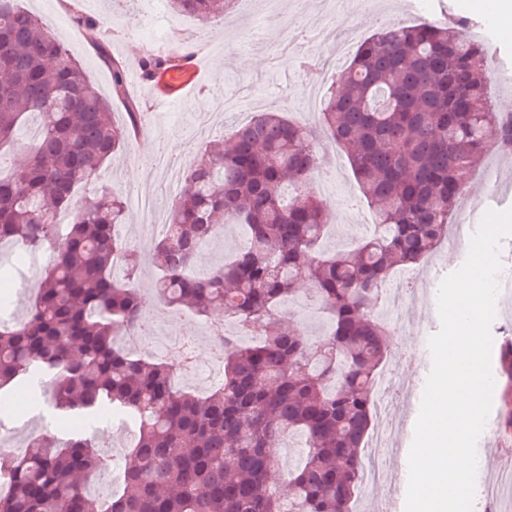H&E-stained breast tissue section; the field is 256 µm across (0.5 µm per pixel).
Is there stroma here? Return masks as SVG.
Returning <instances> with one entry per match:
<instances>
[{
    "label": "stroma",
    "mask_w": 512,
    "mask_h": 512,
    "mask_svg": "<svg viewBox=\"0 0 512 512\" xmlns=\"http://www.w3.org/2000/svg\"><path fill=\"white\" fill-rule=\"evenodd\" d=\"M278 9H268V0H235L231 9L217 21L216 35L227 44V51L207 56L204 89L191 91L178 108L167 111L154 105L150 94H142L139 102L150 112V123L141 136L132 138L119 157L106 164L100 174L101 185L125 192L137 186L143 196L171 206L166 196L160 168L151 166L138 172L136 163L143 157H155L157 146L170 142L173 153L164 155V164L186 169L208 143L228 133L233 127L247 123L253 112L246 101L259 97L267 110L302 117L317 92H324L337 78L335 67H323L321 60L329 53L323 42L304 30L309 14L321 13L325 26L336 30L348 45L363 42L389 20L404 19L407 7H414V20L447 19L464 21V31L475 39L487 40L488 32L501 28L496 9L497 0H366L361 9L344 6L342 0H278ZM23 8L37 14L52 27L60 40L95 83L104 96L112 94V72L96 51L75 28L73 10H80L95 19L111 18L113 37L108 48L113 58L129 61L132 54L151 49L149 23L144 15L143 0H20ZM494 67L488 90L496 111L512 112V41L491 43ZM327 155L339 159V166H328L318 174L328 184L321 193L323 206L331 216L332 230L324 248L330 252L352 248L354 240L363 238L366 227L357 220L368 207L361 197L348 161L342 160L339 148L331 146ZM494 200L496 210L512 208V158L502 159L489 154L467 178V195L459 213L473 218L480 213L486 200ZM467 250L449 252L447 246L438 251L421 267L422 279L415 286L404 285L399 277L391 284L401 289L409 305L404 315L406 334L391 336L386 368L395 369L402 378L412 375L409 360L419 344L428 342L440 328L436 295L441 280L459 269L467 258ZM208 321L188 319L177 311L164 312L157 320L155 337L191 336L199 358L211 354ZM424 393L415 386L412 393L395 397L392 407L398 413L401 433L398 452L387 458V471L408 469V454L414 426ZM0 428L13 434L18 450H25L29 436L52 433L67 437L75 431L92 436L100 449L111 450L116 469H123L129 449L135 441L134 424L111 411H102L96 419L83 416H62L46 401H25L11 404L0 399Z\"/></svg>",
    "instance_id": "obj_1"
}]
</instances>
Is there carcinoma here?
Returning <instances> with one entry per match:
<instances>
[{"mask_svg":"<svg viewBox=\"0 0 512 512\" xmlns=\"http://www.w3.org/2000/svg\"><path fill=\"white\" fill-rule=\"evenodd\" d=\"M167 2L203 25L233 4ZM72 20L111 67L112 96L124 98L126 70L99 23L79 12ZM174 62L147 53L139 66L149 76ZM490 62L488 46L457 24L390 23L358 47L317 124L258 112L189 166L170 233L143 251L155 292L168 309L217 312L255 336L224 338L215 351L224 381L199 395L177 387L185 356L153 361L115 343L129 330L150 335L157 315L140 300L143 252L122 234L125 202L97 186L127 130L54 33L18 0H0V160L13 156L0 174V245L52 255L25 318L0 324V390L51 371L57 410L109 408L138 428L123 490L104 500L87 488L109 461L83 433L37 435L22 455H0V512H354L390 336L375 315L383 286L435 252L466 172L508 140L487 95ZM322 135L346 153L381 228L343 252L323 248L329 214L313 184ZM61 215L71 218L63 228ZM229 224L248 246L191 273ZM302 281L328 321L314 341L278 318ZM499 375L509 403L512 342ZM292 433L306 451L285 474L269 448Z\"/></svg>","mask_w":512,"mask_h":512,"instance_id":"carcinoma-1","label":"carcinoma"}]
</instances>
